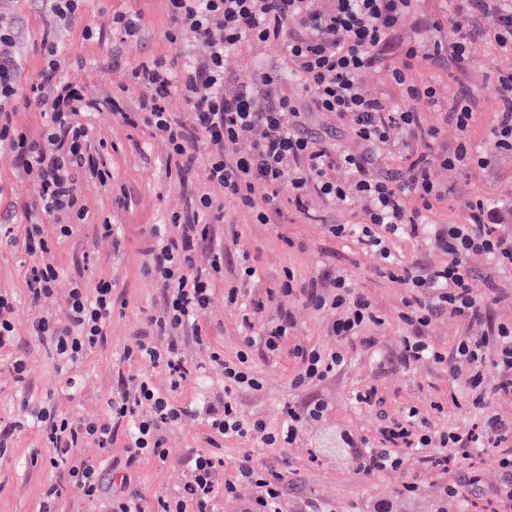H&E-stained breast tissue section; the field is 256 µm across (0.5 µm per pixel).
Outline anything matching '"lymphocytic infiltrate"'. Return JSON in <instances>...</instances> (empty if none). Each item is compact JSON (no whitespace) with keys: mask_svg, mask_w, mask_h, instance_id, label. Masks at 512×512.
Here are the masks:
<instances>
[{"mask_svg":"<svg viewBox=\"0 0 512 512\" xmlns=\"http://www.w3.org/2000/svg\"><path fill=\"white\" fill-rule=\"evenodd\" d=\"M86 0H46L54 24L46 28L41 50L44 66L31 79L28 90L18 81L21 61L16 54L17 32L0 22V149L7 150L19 169L38 184L36 214L30 215L23 249L29 259L26 300L35 311L33 333L50 343L57 357L76 364L86 349L105 343L112 316V284L99 281L94 288H72L64 318L39 313L59 272L52 262L54 239L69 237L84 210L81 187L89 183L100 189L112 187V171L105 160L106 142H94L88 127L78 123V114L89 111L82 89L65 75V61L55 41L53 27L74 20ZM170 27L168 39H188L202 44L204 56L175 70L159 59H146L129 70L130 79L142 86L144 97L130 124H143L167 142V165L191 169L198 154H205V182L219 185L225 195L250 210L256 223L275 224L281 216L277 205L287 195L297 211L308 212V198L315 195L341 201L360 212L354 224H332L331 236L351 238L363 251L375 254L390 279L406 286L402 321L412 328L395 354L377 358L379 368L397 365L403 370L422 360L444 367L451 381L463 389L464 405L477 422L472 429L439 430L417 407L386 417L378 428L377 445L364 451L368 459L363 471L374 474L401 469L406 451L418 453L425 468L447 475L458 460L473 457L478 449L496 448L503 480L495 491L500 512H512V417L493 408L494 401L512 399V323L489 325L487 310L498 299L496 281L512 274V225L484 220L487 204L478 198L469 202V214L457 224H431L427 214L443 197V189L430 173L427 155L415 146L419 140H437L439 131L425 128L424 108L434 105L432 87L415 84L411 70L415 59L447 62L450 71L465 73L470 46L476 39L491 38L498 49L512 51V0H451L446 18L422 17V30H447V41L434 42L422 52L419 42L405 43L402 61L389 67L384 50L402 26L417 11V0H166ZM286 42V67L272 66L239 81L234 90L224 87V59L242 43ZM384 71L387 82L401 99L392 102L372 97L361 89L363 76ZM292 77L308 97L307 110L284 89ZM180 92L191 107L189 116L167 111L163 101ZM498 110L493 115L492 137L498 148L512 151V71L495 80ZM41 112L45 123L38 135L18 128V107ZM352 119L351 134L361 152L345 151L308 135L306 112ZM407 130L409 143L402 150L407 158L403 176L374 174L380 144L389 139L391 128ZM251 135L252 147L239 152L243 135ZM345 171L339 179L337 171ZM56 226L55 237L43 229L44 218ZM222 205L214 196L196 194L191 216L173 214L170 227L152 232L148 247V275L156 278L165 294L160 312L147 318V336L137 337L124 351L129 362L166 363L170 388H182L191 371L180 356L178 337L184 331L202 335L199 314L207 307L212 291L223 280L224 246L214 238V227L223 223ZM425 239L443 250L445 264L421 268L398 258L391 250L393 239ZM212 246L209 271L195 268V249ZM487 258L489 285L485 295L471 288L474 271L470 256ZM308 306L335 309L338 317L332 332L338 346L327 350L316 345H296L293 355L300 365L293 387L299 388L336 373L347 361L346 343L374 348L363 329L381 323L382 317L352 288L346 273L329 284L311 282L303 289ZM267 302L263 296L250 300L241 317L245 349L236 360L213 353L224 367V397L204 410L215 433L225 438L254 436L266 447L295 441L300 425L321 417L325 404L303 408L288 403L280 431H268L261 421L246 420L238 405L239 389H261L248 351L262 345L275 352L285 343L288 328L283 322L259 325ZM458 319L468 332L459 337L453 351L428 342L425 331L440 316ZM134 388L112 397L108 418L86 421L54 407H41L33 422L48 453L44 464L59 472L68 483L80 487L89 503L98 502L104 488L100 458L78 455L77 450L94 443L101 452L112 447L116 427L126 426L130 459L147 457L166 464L169 451L165 434L177 424L185 407L179 406L154 387L147 374L134 375ZM223 459L214 452L198 454L190 461V474L183 488L161 495L151 503L124 491L112 494L110 512H211L216 490L232 497L240 485L253 487L254 496L243 512H282L286 478L258 467L251 458L240 460L233 478L220 480Z\"/></svg>","mask_w":512,"mask_h":512,"instance_id":"f902f5d3","label":"lymphocytic infiltrate"}]
</instances>
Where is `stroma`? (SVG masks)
I'll return each mask as SVG.
<instances>
[{
  "label": "stroma",
  "instance_id": "obj_1",
  "mask_svg": "<svg viewBox=\"0 0 512 512\" xmlns=\"http://www.w3.org/2000/svg\"><path fill=\"white\" fill-rule=\"evenodd\" d=\"M136 11L141 15V39L124 42L113 35V13ZM0 19L18 31L17 51L23 60L21 84H28L43 65L41 39L51 17L41 0H0ZM94 25L102 35L86 39V25ZM169 25L165 0H87L84 12L74 21L59 25L56 40L69 64L67 73L83 88L95 108L81 115V122L92 129L95 139L110 144L106 161L112 170V189L102 191L94 186L82 188L87 218L74 226L73 232L55 251L54 262L60 276L52 297L44 303L46 310L60 315L64 301L75 283L93 287L99 280L112 283L114 310L108 326L106 344L86 350L73 373L80 379L77 391L66 388V375L57 366L47 347L30 334L32 314L25 303L24 251L20 245L27 222L24 208L37 197L36 185L20 175L16 162L7 152H0V200L12 203L14 212L4 225L10 229L12 243L0 245V291L19 300L15 315L14 346L0 349V429L24 421L26 406L54 402L60 411L84 419H106L110 398L130 386L131 374L147 373L160 391L170 392L175 403L189 412L167 433L169 459L166 465L142 458L129 461L125 448L126 427H119L112 449L105 455V473L121 476L130 473L131 486L147 500L176 492L188 472L190 455L218 450L224 460L221 478H232L234 466L243 456H251L264 468L283 472L288 489L283 512H302L306 499L316 498L329 504L334 512H373L377 502L388 501L392 512H467L456 501H443V480L424 469L418 455L410 454L397 471H384L364 477L358 466L357 453L336 457L320 448L321 438L345 431L354 439L376 443L380 411L395 413L407 406L431 413V404L443 402L445 412L437 419L439 426L467 428L474 422L466 408L453 405L457 389L447 373L429 362L417 364L405 372L398 367L379 371L372 353L351 347L346 364L332 376L301 388L291 381L299 371L297 360L289 348L295 344L335 347L336 338L330 326L336 314L306 306L299 297L280 293L285 271H293L298 285L309 281L326 282L337 270H346L354 288L368 299L382 315L380 324L369 326L381 351L396 352L401 339L409 332L399 317V309L407 290L393 282L380 269L378 259L362 252L353 239L335 238L328 234L331 224H354L359 220L355 208L339 203L313 201L308 214L296 212L281 203L282 216L276 224H258L248 209L225 196L218 186H211L213 196L221 198L225 223L217 225L224 235V280H236L242 255H249L257 269L253 294L274 289L272 302L261 316L262 322L279 321L290 316L289 345L271 352L262 346L252 350V365L263 387L260 391H241L238 402L244 415L278 428L283 409L289 402L316 399L327 405L324 415L303 424L295 442L283 448H265L252 437L219 440L211 443L210 431L197 411L202 401L224 396V370L211 360L212 352H222L225 359L235 360L242 349L244 334L235 307L230 306L223 289H216L200 322L203 339L185 336L181 339L183 358L193 372L186 385L170 391L164 366H141L124 362V350L146 326L148 315L158 311L164 294L156 282L143 271L145 242L152 225L168 223L173 213H187L191 206V187L202 186V169L186 174L184 179L167 175L165 143L153 137L144 125L125 123L121 115L133 111L142 95L140 87L128 84L127 68L150 57H160L172 67L199 56L200 44L183 39L168 40L164 32ZM284 45L280 42L246 43L224 62L228 79L252 74L266 65H284ZM512 70V52L501 51L489 42L476 40L471 47V64L463 77L444 68L422 62L415 64L412 78L416 84L432 87L436 103L423 114V124L440 131V143L456 145L461 137L454 124L445 120L455 101L468 93L476 98L481 117L471 129V138L481 142L487 152V168L444 167L432 162L433 178L446 195L428 215L433 224H454L467 216V204L483 197L489 206L499 208L503 217L512 216V151L496 149L490 134V123L498 103L495 79ZM110 217L118 229V241L100 237L96 226L102 217ZM27 361L24 384H17L11 363L16 356ZM365 385L376 386L384 398L383 410L359 408L352 402L353 393ZM36 427L25 424L15 429L5 450H0V512H39L43 493L53 483H61L59 474L41 468L39 460L46 456ZM497 450L481 454L475 464H461L455 476L476 469L478 485L466 488L469 501L491 500L500 484L502 472ZM416 480L419 489L402 490L404 482ZM62 485L59 512H108V498L89 504L82 491L70 484Z\"/></svg>",
  "mask_w": 512,
  "mask_h": 512
}]
</instances>
